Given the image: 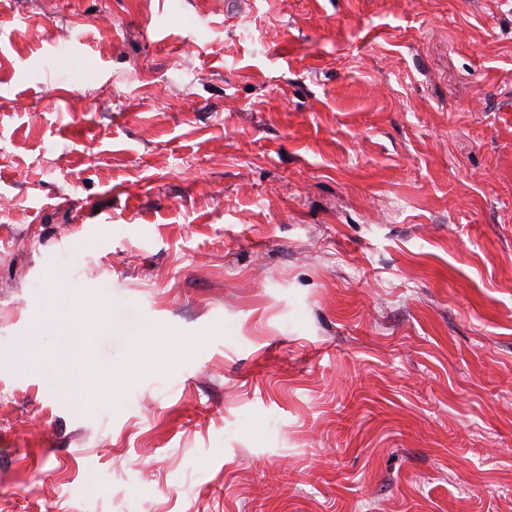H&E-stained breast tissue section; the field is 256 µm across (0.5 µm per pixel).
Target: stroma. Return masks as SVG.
I'll list each match as a JSON object with an SVG mask.
<instances>
[{"label": "stroma", "mask_w": 512, "mask_h": 512, "mask_svg": "<svg viewBox=\"0 0 512 512\" xmlns=\"http://www.w3.org/2000/svg\"><path fill=\"white\" fill-rule=\"evenodd\" d=\"M0 512H512V0H0ZM102 308L103 304L100 303H80L74 311L70 310L65 315L51 309L43 310L35 317V333L28 342L27 357L19 363V368L24 370L27 366H39L45 373L51 374L50 363L43 356L44 338L51 336L56 344L62 346L68 344L67 336H92L96 326L88 315ZM172 335L167 333L164 329H143L142 336H168ZM180 351L173 345L160 344L158 339H154V343L142 350L136 361L130 364L125 370L121 372H113L111 369L108 372L95 371L88 378L84 380L83 387L91 395L98 399H107L111 395H115L118 391L126 387L132 380L135 379L138 372L151 366L158 358H164L170 364H176L180 360Z\"/></svg>", "instance_id": "35a3bbf8"}]
</instances>
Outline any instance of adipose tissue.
Returning a JSON list of instances; mask_svg holds the SVG:
<instances>
[{"label":"adipose tissue","mask_w":512,"mask_h":512,"mask_svg":"<svg viewBox=\"0 0 512 512\" xmlns=\"http://www.w3.org/2000/svg\"><path fill=\"white\" fill-rule=\"evenodd\" d=\"M89 313L88 305L82 303L74 311L64 315L51 309L38 314L35 318V333L27 345L26 365L50 371V363L43 355L45 337H52L55 343L63 345L66 344L68 336L93 335L96 326L90 320ZM180 357L181 354L175 346L155 342L142 350L137 360L125 370L93 372L85 379L83 387L94 397L103 400L126 387L135 379L138 372L151 366L156 359L163 358L174 364Z\"/></svg>","instance_id":"obj_1"}]
</instances>
